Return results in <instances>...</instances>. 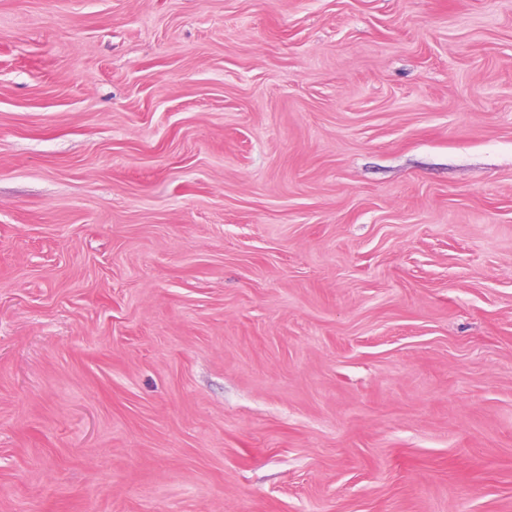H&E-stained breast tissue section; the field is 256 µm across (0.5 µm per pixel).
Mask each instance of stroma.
Wrapping results in <instances>:
<instances>
[{"label":"stroma","instance_id":"35a3bbf8","mask_svg":"<svg viewBox=\"0 0 512 512\" xmlns=\"http://www.w3.org/2000/svg\"><path fill=\"white\" fill-rule=\"evenodd\" d=\"M0 512H512V0H0Z\"/></svg>","mask_w":512,"mask_h":512}]
</instances>
